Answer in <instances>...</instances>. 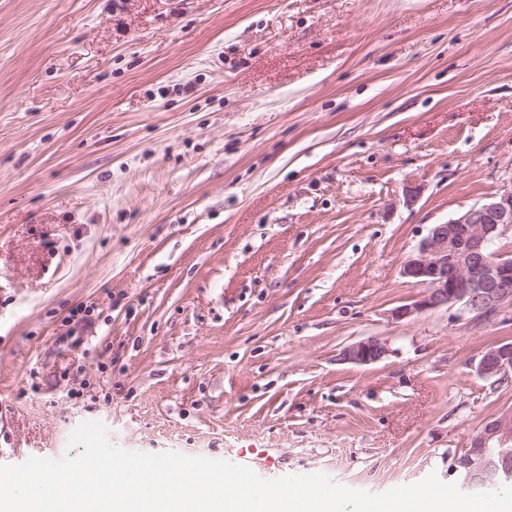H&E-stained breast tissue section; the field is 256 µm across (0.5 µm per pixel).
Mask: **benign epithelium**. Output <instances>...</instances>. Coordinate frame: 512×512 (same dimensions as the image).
Masks as SVG:
<instances>
[{"label":"benign epithelium","instance_id":"benign-epithelium-1","mask_svg":"<svg viewBox=\"0 0 512 512\" xmlns=\"http://www.w3.org/2000/svg\"><path fill=\"white\" fill-rule=\"evenodd\" d=\"M511 226L512 187L435 225L402 267L404 277L428 287L427 294L395 308L392 318L403 320L429 308L458 304L473 319L486 321L503 307L512 308V255L490 249ZM388 353L387 340L370 336L345 347L340 359L367 365ZM471 366L484 377L512 373V342L486 347ZM454 469L468 491L486 492L512 480V410L484 422L470 447L456 458Z\"/></svg>","mask_w":512,"mask_h":512}]
</instances>
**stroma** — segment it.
<instances>
[{
    "label": "stroma",
    "mask_w": 512,
    "mask_h": 512,
    "mask_svg": "<svg viewBox=\"0 0 512 512\" xmlns=\"http://www.w3.org/2000/svg\"><path fill=\"white\" fill-rule=\"evenodd\" d=\"M510 186L512 0H0V451L458 482L512 309L391 313ZM389 353L387 340L370 336L345 347L340 359L348 363L367 365L384 359ZM471 366L484 377L507 376L512 373V342L496 343L480 351Z\"/></svg>",
    "instance_id": "stroma-1"
}]
</instances>
